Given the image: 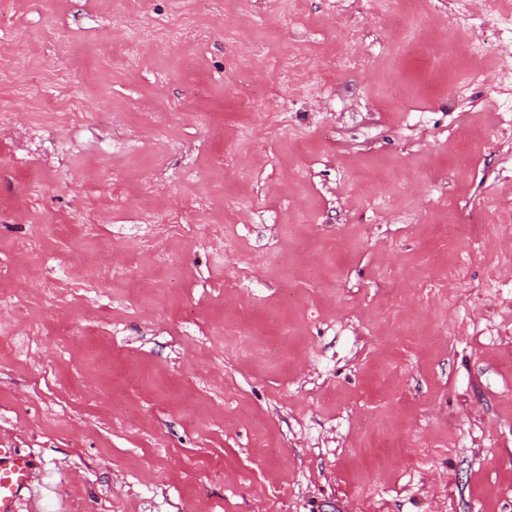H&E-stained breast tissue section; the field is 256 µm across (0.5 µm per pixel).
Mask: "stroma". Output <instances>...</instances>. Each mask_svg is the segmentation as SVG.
I'll return each mask as SVG.
<instances>
[{"label": "stroma", "instance_id": "35a3bbf8", "mask_svg": "<svg viewBox=\"0 0 512 512\" xmlns=\"http://www.w3.org/2000/svg\"><path fill=\"white\" fill-rule=\"evenodd\" d=\"M400 6L0 0L19 512H512V0Z\"/></svg>", "mask_w": 512, "mask_h": 512}]
</instances>
